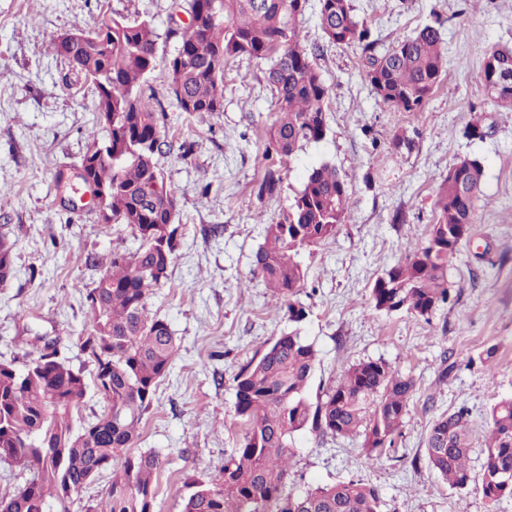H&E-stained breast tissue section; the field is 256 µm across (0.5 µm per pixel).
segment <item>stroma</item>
Wrapping results in <instances>:
<instances>
[{"label": "stroma", "mask_w": 512, "mask_h": 512, "mask_svg": "<svg viewBox=\"0 0 512 512\" xmlns=\"http://www.w3.org/2000/svg\"><path fill=\"white\" fill-rule=\"evenodd\" d=\"M352 5L386 46L442 19L445 78L421 111L397 112L375 100L355 49L326 47L316 65L331 87L327 134L299 143L278 194L261 201L252 185L264 171V131L274 116L266 61L227 67L222 111L183 112L164 69L176 48L167 29L187 20L179 0H0V234L14 244L17 269L0 288V358L21 367L34 358L40 334L57 337L71 364L83 365L71 346L90 324L78 289L99 277V262L112 249L137 246L126 225L103 228L74 176L98 97L49 50L47 37L87 27L103 12L152 20L159 34V65L147 84L167 112L159 164L177 193L179 231L168 278L153 289L148 308L169 324L180 349L132 447L167 459L157 477L158 512H181L187 478L220 473L244 433L235 374L268 340L292 330L318 353L310 401L363 360L385 361L416 384L402 434L381 457L367 456L357 439L298 432L296 487L360 479L379 489L381 512H512V499L492 503L475 489H450L425 452L432 419L464 406L471 465L479 467L487 414L512 397V110L493 106L481 89L486 52L512 47V0ZM476 115L488 130L481 140L465 134ZM402 132L414 138L413 150L394 148ZM185 141L194 144L187 157L180 151ZM464 157L484 164L483 197L471 239L448 271V302L426 319L375 311L369 296L376 277L427 236L435 191ZM325 161L346 175L351 211L334 239L302 254L307 316L294 324L252 260L267 224L287 212L308 171Z\"/></svg>", "instance_id": "1"}]
</instances>
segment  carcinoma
Instances as JSON below:
<instances>
[{
    "instance_id": "obj_1",
    "label": "carcinoma",
    "mask_w": 512,
    "mask_h": 512,
    "mask_svg": "<svg viewBox=\"0 0 512 512\" xmlns=\"http://www.w3.org/2000/svg\"><path fill=\"white\" fill-rule=\"evenodd\" d=\"M308 6L309 0H182L191 23L167 32L177 42L166 65L168 89L183 112L221 111L229 62H270L266 82L275 114L265 131L268 164L253 188L260 200L278 193L297 144L327 133L331 90L310 58L320 46L307 51L299 27ZM317 27L328 44L360 50L365 83L390 108L418 112L442 84L447 52L437 19L384 51L372 27L355 17L351 0H318ZM87 30L91 38L82 42L63 33L49 35L48 43L97 91V123L83 155L87 180L112 190V223L104 227H130L139 245L112 252L93 286L80 289L92 323L74 345L93 366L106 402L101 414L74 427L88 382L83 368L60 356L58 340L50 347L35 337L37 356L23 371L0 361V463L26 476L14 493L0 497V512H70L75 488L107 471L111 482L87 512H156L157 474L166 464L154 451L128 453L179 350L169 324L147 304L168 277L178 231L177 196L158 162L165 108L144 87L156 67L158 33L150 20L129 23L105 14ZM482 87L495 106L512 110V49L485 54ZM484 177L482 162L473 158L459 175L443 178L428 236L374 281L376 311L426 319L448 301V267L471 236ZM350 207L346 176L325 162L310 170L288 213L267 225L253 266L288 321L299 323L306 314L299 300L307 278L301 251L334 238ZM13 250L0 235L1 288L15 274ZM316 363L314 344L294 330L240 367L233 388L245 433L219 477L190 484L181 512H380L379 489L359 479L295 489L294 434L310 427L359 439L368 454L380 456L401 434L415 384L384 361H360L313 403L307 389ZM470 435L466 408L440 414L426 435L428 466L453 489L473 485L491 502L512 498V398L489 411L478 482Z\"/></svg>"
}]
</instances>
